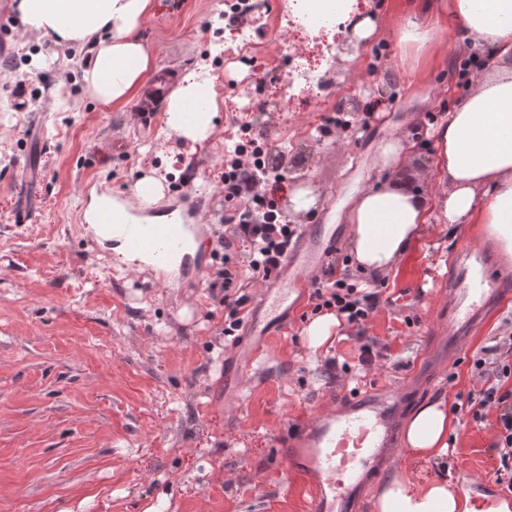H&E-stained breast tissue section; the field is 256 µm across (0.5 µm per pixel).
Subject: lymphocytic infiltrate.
<instances>
[{
  "mask_svg": "<svg viewBox=\"0 0 512 512\" xmlns=\"http://www.w3.org/2000/svg\"><path fill=\"white\" fill-rule=\"evenodd\" d=\"M258 147L244 146L235 150L230 160V172L224 177V198L228 201L246 199L249 207L240 213L234 226V235L241 244L247 259L245 275L247 282L266 281L272 270L285 258L288 246L297 235L296 225L286 223L275 207L253 211V204L264 200L268 187L281 186L284 173L261 165L257 161ZM224 288V333L234 335L241 326L240 314L249 300L242 277L230 269L218 270ZM319 308L336 309L345 316L348 324L363 326L376 308L378 293L359 291L357 284L347 278L322 281L314 292ZM475 371L484 384L468 405L473 419L483 417L486 407L498 405L502 413L497 420L499 430L496 447L499 451L500 466L497 470L498 483L512 488V389H506L512 380V364L498 363L478 356L473 361Z\"/></svg>",
  "mask_w": 512,
  "mask_h": 512,
  "instance_id": "f902f5d3",
  "label": "lymphocytic infiltrate"
}]
</instances>
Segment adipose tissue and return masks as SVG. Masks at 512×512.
<instances>
[{
    "instance_id": "1",
    "label": "adipose tissue",
    "mask_w": 512,
    "mask_h": 512,
    "mask_svg": "<svg viewBox=\"0 0 512 512\" xmlns=\"http://www.w3.org/2000/svg\"><path fill=\"white\" fill-rule=\"evenodd\" d=\"M434 18L452 16L474 57L494 49L498 64L477 73L434 139V176L441 190L427 198L391 185H371L351 200L350 253L364 273L389 274L431 221L456 229L485 225L501 251L512 256V0H423ZM152 0H17L23 26L52 41L92 43L94 57L83 73L86 92L109 106L128 101L144 84L153 59L137 36ZM194 118H187V111ZM217 110L213 85L183 76L169 99L165 123L178 136L198 142ZM451 421L444 401L430 403L405 425V442L417 457L448 451ZM377 512H460L447 483H418L403 473L377 497Z\"/></svg>"
}]
</instances>
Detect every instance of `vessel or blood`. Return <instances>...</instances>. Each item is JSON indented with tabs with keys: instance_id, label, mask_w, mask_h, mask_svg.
<instances>
[{
	"instance_id": "1",
	"label": "vessel or blood",
	"mask_w": 512,
	"mask_h": 512,
	"mask_svg": "<svg viewBox=\"0 0 512 512\" xmlns=\"http://www.w3.org/2000/svg\"><path fill=\"white\" fill-rule=\"evenodd\" d=\"M179 201L190 223L123 224L115 222L108 210L98 219L142 260L143 272L162 286L169 280L172 258H180L187 278L203 273L206 267L203 259L191 258L186 251L187 237L203 223L198 203L188 194ZM343 234L339 224L302 225L286 259L251 301L242 323L247 344L221 370L214 385L215 399L226 397L228 389L242 390L255 363L267 351L268 337L285 329L288 315L303 302L315 274ZM452 266L448 305L440 314L438 329L454 352L460 338L477 334L494 307L512 301V279L497 274L494 253L478 243L463 245ZM405 405L399 393L375 388L347 395L330 409L279 432L277 447L302 485L309 512H358L370 476L382 472L388 449L399 442V418Z\"/></svg>"
}]
</instances>
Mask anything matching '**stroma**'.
<instances>
[{"label": "stroma", "instance_id": "obj_1", "mask_svg": "<svg viewBox=\"0 0 512 512\" xmlns=\"http://www.w3.org/2000/svg\"><path fill=\"white\" fill-rule=\"evenodd\" d=\"M232 2L153 0L138 31L154 70L179 78L203 67L213 79L219 109L200 143L170 132L164 113L141 121L144 94L100 106L82 82L89 45L45 41L10 18V44L0 54V512H148L160 500L166 512H247L251 503L255 512H307L303 490L287 485L275 435L327 409L328 393L355 387L401 390L407 417L445 400L454 424L447 457L422 461L397 448L393 465L366 487L363 512H375L378 493L406 470L422 481L447 480L463 501L474 481L496 479L500 411L477 422L461 405L482 386L473 354L512 334V302L457 354L445 351L436 332L447 303L439 287L462 241L440 224L428 225L380 278L355 271L341 238L331 257L336 273L380 292L365 326L341 324L327 343L310 347L303 329L314 302L305 300L286 333L270 339L242 408L213 400L229 354L224 290L212 285L215 251L243 268L233 226L223 221L236 208L224 199V155L234 124L251 119L242 109L251 90L272 104L262 131L269 147L307 139L299 173L315 206L294 211L288 182L274 195L298 225L345 223L356 190L381 178L372 158L390 136L420 141L393 183L433 194L432 131L468 92L446 79L465 57L454 19L438 22L423 47L406 46L400 29L411 0H369L373 34L361 45L335 44L324 78L341 97L367 99L371 86L386 96L366 123L319 135L329 103L288 96L281 0L247 15L268 61L259 75L214 50ZM145 178L159 181L163 196L139 207L163 223L183 215L182 190L202 205L209 231L195 235L191 251L209 266L201 279L163 288L139 269L118 270L112 242L84 223L93 203L84 189L129 195ZM364 338L383 353L366 371L357 360ZM330 357L347 366L334 379L322 375Z\"/></svg>", "mask_w": 512, "mask_h": 512}]
</instances>
